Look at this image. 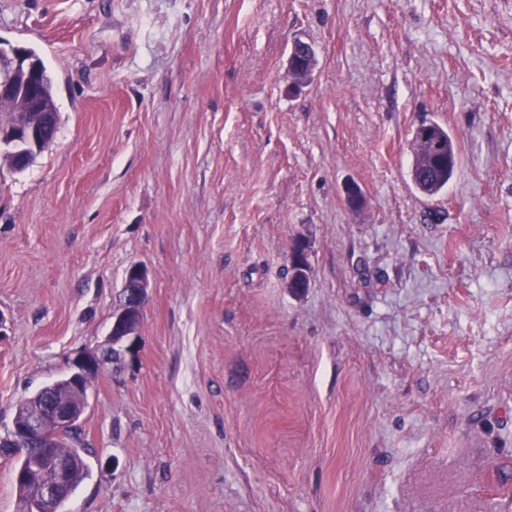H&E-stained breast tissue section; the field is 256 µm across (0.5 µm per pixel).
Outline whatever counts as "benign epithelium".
<instances>
[{
    "label": "benign epithelium",
    "mask_w": 512,
    "mask_h": 512,
    "mask_svg": "<svg viewBox=\"0 0 512 512\" xmlns=\"http://www.w3.org/2000/svg\"><path fill=\"white\" fill-rule=\"evenodd\" d=\"M39 64L28 57L21 47H0V103L16 100L25 104L28 112L14 124L0 127V156L11 165L27 160L26 150H37L50 144V132L55 127V116L43 109L36 80ZM124 304L112 315V325L103 344L79 351L72 360L69 384L83 394L80 401L61 400L47 393L46 412L28 416L13 425V440L40 452L32 458L35 467L45 466L55 471V481L33 490L32 512H55L57 499L65 493L62 478L69 461L60 454L44 452L62 441L66 430L73 428L87 407L92 380L113 368V352L119 351L124 363L138 357L137 330L143 320L148 295L149 271L140 263L131 264L123 278Z\"/></svg>",
    "instance_id": "obj_1"
}]
</instances>
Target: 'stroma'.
I'll use <instances>...</instances> for the list:
<instances>
[{
    "label": "stroma",
    "instance_id": "stroma-1",
    "mask_svg": "<svg viewBox=\"0 0 512 512\" xmlns=\"http://www.w3.org/2000/svg\"><path fill=\"white\" fill-rule=\"evenodd\" d=\"M0 41L59 113L0 160V442L150 277L66 512H512V0H0ZM453 140L448 130L435 122H423L413 130L410 177L421 193L435 195L448 186L459 165Z\"/></svg>",
    "mask_w": 512,
    "mask_h": 512
}]
</instances>
